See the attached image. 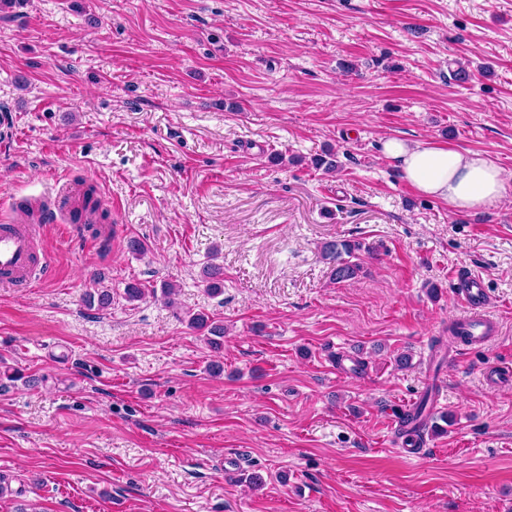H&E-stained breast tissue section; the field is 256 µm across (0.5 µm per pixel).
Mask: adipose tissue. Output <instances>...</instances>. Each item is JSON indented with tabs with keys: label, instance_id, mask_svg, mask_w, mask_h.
Returning <instances> with one entry per match:
<instances>
[{
	"label": "adipose tissue",
	"instance_id": "ef3b65f1",
	"mask_svg": "<svg viewBox=\"0 0 512 512\" xmlns=\"http://www.w3.org/2000/svg\"><path fill=\"white\" fill-rule=\"evenodd\" d=\"M383 158L400 168L421 194L456 211H478L512 199V177L485 153L459 151L443 144L387 137Z\"/></svg>",
	"mask_w": 512,
	"mask_h": 512
}]
</instances>
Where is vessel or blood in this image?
<instances>
[{
	"label": "vessel or blood",
	"instance_id": "obj_1",
	"mask_svg": "<svg viewBox=\"0 0 512 512\" xmlns=\"http://www.w3.org/2000/svg\"><path fill=\"white\" fill-rule=\"evenodd\" d=\"M54 206L80 214L78 222L58 225L62 237L86 248L101 247V240L87 230L88 224L96 221V214L83 210L80 200L71 197L68 186H59ZM44 230V225L25 223L23 212L16 209L0 221V288H29L51 279L52 260L39 256L37 251V241ZM453 295L462 309L455 326L463 344L481 346L498 334V322L490 313L492 299L478 272L466 266L458 268L454 273ZM414 416L413 409H404L396 415L392 425L398 434L400 452L410 458L420 457L423 453L422 446L409 436L416 425Z\"/></svg>",
	"mask_w": 512,
	"mask_h": 512
}]
</instances>
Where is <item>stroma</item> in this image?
<instances>
[{
    "instance_id": "35a3bbf8",
    "label": "stroma",
    "mask_w": 512,
    "mask_h": 512,
    "mask_svg": "<svg viewBox=\"0 0 512 512\" xmlns=\"http://www.w3.org/2000/svg\"><path fill=\"white\" fill-rule=\"evenodd\" d=\"M0 115V213L66 177L118 227L0 288V512H512V384L482 380L512 367V202L455 212L381 156L512 174V0H0ZM339 240L362 271L336 283ZM461 266L502 333L452 359ZM432 374L452 420L408 458L391 419ZM360 250V244L351 241H332L324 246V256L332 263L333 280L337 282L347 281L355 278L360 272V265L344 258V255L353 257L355 252ZM187 326L195 331H207L206 339L211 345L218 348L220 345V337L224 335V327L216 322H210L209 317L202 313H195L188 310L186 312ZM213 336V337H211Z\"/></svg>"
}]
</instances>
